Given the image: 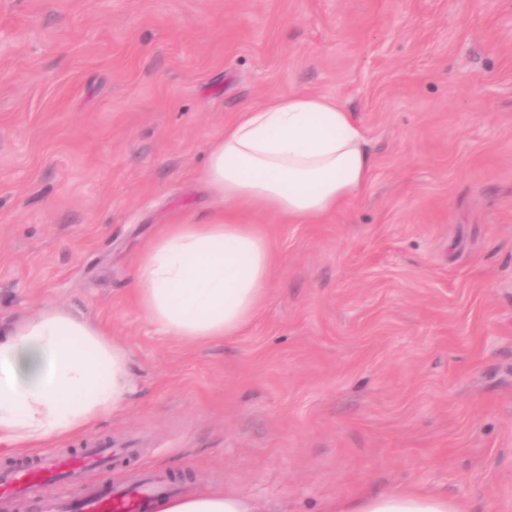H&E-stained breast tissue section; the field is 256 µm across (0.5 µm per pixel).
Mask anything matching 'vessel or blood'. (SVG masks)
Here are the masks:
<instances>
[{
	"label": "vessel or blood",
	"mask_w": 512,
	"mask_h": 512,
	"mask_svg": "<svg viewBox=\"0 0 512 512\" xmlns=\"http://www.w3.org/2000/svg\"><path fill=\"white\" fill-rule=\"evenodd\" d=\"M112 446L95 442L75 452H46L33 464L15 469L0 468V500L26 494L38 496L42 488L66 479H84L101 471L112 462ZM173 483L144 476L130 488L91 487L79 504L60 502L47 512H152L153 503L162 497H174Z\"/></svg>",
	"instance_id": "1"
}]
</instances>
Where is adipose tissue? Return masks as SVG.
<instances>
[{"mask_svg":"<svg viewBox=\"0 0 512 512\" xmlns=\"http://www.w3.org/2000/svg\"><path fill=\"white\" fill-rule=\"evenodd\" d=\"M366 136L331 98L293 92L243 107L209 145L198 179L223 207L166 225L140 254L134 298L163 334L187 340L239 335L264 307L275 263L258 219H322L369 181ZM130 391L125 349L72 313L46 309L0 330V446L8 452L71 437L121 411ZM160 512H263L246 496L189 492ZM336 512H460L447 498L388 492Z\"/></svg>","mask_w":512,"mask_h":512,"instance_id":"adipose-tissue-1","label":"adipose tissue"}]
</instances>
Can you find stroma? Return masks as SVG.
Segmentation results:
<instances>
[{
    "label": "stroma",
    "mask_w": 512,
    "mask_h": 512,
    "mask_svg": "<svg viewBox=\"0 0 512 512\" xmlns=\"http://www.w3.org/2000/svg\"><path fill=\"white\" fill-rule=\"evenodd\" d=\"M295 91L354 112L368 184L269 224L240 336L159 334L138 256L217 206L196 172L238 111ZM47 307L128 353L125 408L55 442L136 447L100 484L512 512V0H0V327ZM336 512H461L448 498L413 491L365 496L351 503H339Z\"/></svg>",
    "instance_id": "1"
}]
</instances>
